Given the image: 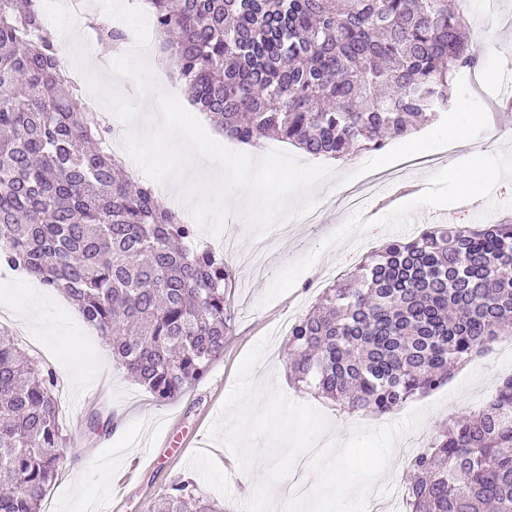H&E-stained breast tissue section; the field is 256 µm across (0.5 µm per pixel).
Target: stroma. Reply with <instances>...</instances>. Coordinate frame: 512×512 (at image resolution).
<instances>
[{
	"instance_id": "obj_1",
	"label": "stroma",
	"mask_w": 512,
	"mask_h": 512,
	"mask_svg": "<svg viewBox=\"0 0 512 512\" xmlns=\"http://www.w3.org/2000/svg\"><path fill=\"white\" fill-rule=\"evenodd\" d=\"M485 3L471 0L465 19L477 45L485 44L488 33L496 34L492 64L498 80L512 73V0H499L492 14L487 13ZM497 80L481 92L467 76H459L447 113L413 131L421 153L436 154L443 150L448 125L467 124L466 141L457 145L453 157L432 168L410 164L404 182L409 192H401L404 184L396 183L383 191L365 188L360 210L341 201L343 192L361 183L364 171L387 170L398 164V142L392 139L383 149L350 154L346 163L335 167L333 177L324 182L327 194L316 198L321 223L315 239H307L305 225L297 222L282 224L259 237L233 214L220 236L200 232L201 241L220 248L231 272L224 290L228 303L224 355L198 384L174 400L157 402L145 387L131 380L113 361L108 340L88 326L64 296L1 267L0 304L11 303L23 290H36L43 313L55 329L54 334L34 337L43 365L53 371L57 390L68 405V418L61 424L67 465L47 492L53 512H95L107 500L112 512H148L151 501L178 477L194 480L204 495L223 505L224 512H240L241 504L264 477L267 461L258 459L247 473L225 465L217 454L221 444L210 437L208 429L234 384L240 360L263 337L269 344L256 376L291 400L318 408L332 430L342 436H349L357 426L402 419L400 410L385 416L350 414L294 383L284 362L288 330L324 288L382 242L413 237L430 224H495L512 216V140L503 142L498 151L490 149L491 130L512 128V112L500 108ZM470 111L480 114V121L467 122ZM484 151L490 152L499 167V180L492 187L475 190L474 203L469 206L463 202L460 186L449 180L448 169ZM510 374L512 350L496 342L457 369L447 385L410 400V407L426 408L427 414L418 429L403 436L380 480L390 490L388 512H405L408 459L428 447L449 416L482 408ZM170 427L179 434L198 428L201 440L191 451L194 463L171 468L163 464L146 471L151 446ZM114 469L131 473L127 486L102 485V472Z\"/></svg>"
}]
</instances>
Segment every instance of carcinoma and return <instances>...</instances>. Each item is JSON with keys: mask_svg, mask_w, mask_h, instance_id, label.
I'll return each mask as SVG.
<instances>
[{"mask_svg": "<svg viewBox=\"0 0 512 512\" xmlns=\"http://www.w3.org/2000/svg\"><path fill=\"white\" fill-rule=\"evenodd\" d=\"M195 111L225 137L270 136L316 157L389 139L448 111L480 53L448 0H148ZM125 30L98 24V44ZM39 0H0V266L70 300L159 402L224 353L223 253L150 184L122 176L109 123L58 68ZM512 335V224H437L391 240L291 325L297 382L385 415L439 389ZM53 373L0 329V512H41L66 461ZM406 512H512V376L409 462ZM149 512H220L175 479Z\"/></svg>", "mask_w": 512, "mask_h": 512, "instance_id": "1", "label": "carcinoma"}]
</instances>
